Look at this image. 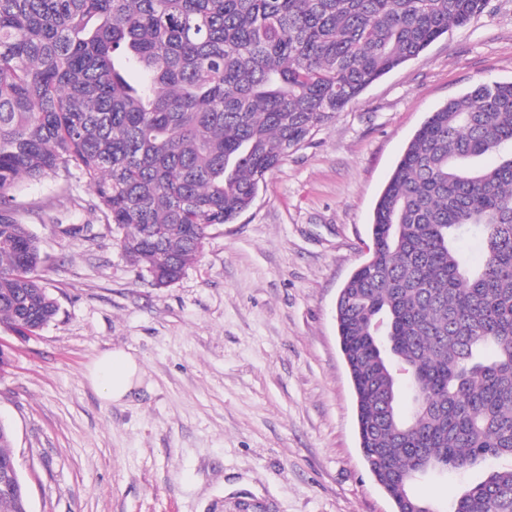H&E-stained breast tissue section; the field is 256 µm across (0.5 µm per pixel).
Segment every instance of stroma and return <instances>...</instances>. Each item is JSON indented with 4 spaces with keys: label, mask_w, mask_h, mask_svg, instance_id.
<instances>
[{
    "label": "stroma",
    "mask_w": 512,
    "mask_h": 512,
    "mask_svg": "<svg viewBox=\"0 0 512 512\" xmlns=\"http://www.w3.org/2000/svg\"><path fill=\"white\" fill-rule=\"evenodd\" d=\"M504 81L512 0H488L291 151L165 288L126 260L83 179L22 182L20 220L59 306L33 335L0 324V420L31 512H393L360 449L336 299L415 131L475 83ZM63 190L70 203L44 209ZM113 349L144 370L126 404L86 378Z\"/></svg>",
    "instance_id": "stroma-1"
}]
</instances>
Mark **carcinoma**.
<instances>
[{
    "label": "carcinoma",
    "mask_w": 512,
    "mask_h": 512,
    "mask_svg": "<svg viewBox=\"0 0 512 512\" xmlns=\"http://www.w3.org/2000/svg\"><path fill=\"white\" fill-rule=\"evenodd\" d=\"M486 4L0 0V323L32 334L58 312L20 179L77 172L131 265L173 283L314 128ZM371 233L335 318L375 481L395 512H435L414 483L504 459L450 512H512V82L430 113ZM11 444L0 421L1 464ZM0 512H29L25 484Z\"/></svg>",
    "instance_id": "1"
}]
</instances>
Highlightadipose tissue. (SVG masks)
<instances>
[{"label":"adipose tissue","instance_id":"ef3b65f1","mask_svg":"<svg viewBox=\"0 0 512 512\" xmlns=\"http://www.w3.org/2000/svg\"><path fill=\"white\" fill-rule=\"evenodd\" d=\"M90 384L107 401L131 400L143 382V369L131 353L114 349L102 354L88 369Z\"/></svg>","mask_w":512,"mask_h":512}]
</instances>
